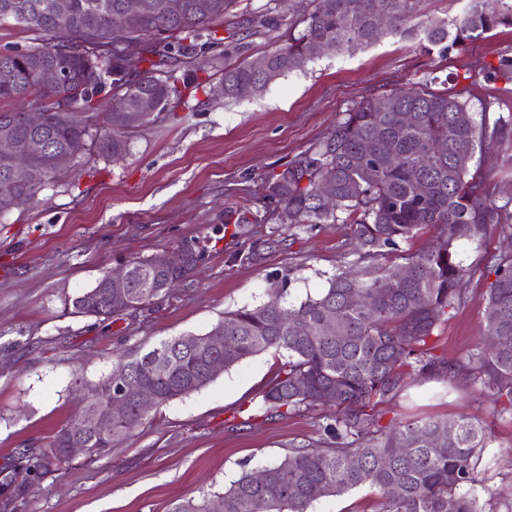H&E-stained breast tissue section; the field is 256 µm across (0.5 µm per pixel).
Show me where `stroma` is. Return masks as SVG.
<instances>
[{
	"mask_svg": "<svg viewBox=\"0 0 512 512\" xmlns=\"http://www.w3.org/2000/svg\"><path fill=\"white\" fill-rule=\"evenodd\" d=\"M311 0H237L225 24H259L242 53L254 61L284 44ZM512 55V28L426 53L417 41L385 36L375 45L328 53L282 76L259 96L227 104L191 91L173 111L128 133L118 161L86 141L36 201L0 216V469L25 448L49 447L71 421L75 379L97 382L117 353L204 334L225 312L252 308L276 291L299 301L354 262L347 224L303 232L253 203L264 173L324 137L343 112L372 93L421 81L434 71L471 102L512 112V83L489 84L481 70ZM196 242V275L134 314L102 322L72 313L71 301L105 272ZM497 226L457 244L464 266L507 253ZM471 280L464 303L433 337L435 355L466 359L485 341L481 299ZM281 364L266 352L221 372L198 392L164 406L114 441L108 457L54 464L18 512H170L174 502L222 493L242 472L282 460L292 447L318 446L324 408L268 417L262 392ZM381 424L464 415L491 439L471 487L482 512H512V413L478 387L442 377H405L395 398L371 405Z\"/></svg>",
	"mask_w": 512,
	"mask_h": 512,
	"instance_id": "obj_1",
	"label": "stroma"
}]
</instances>
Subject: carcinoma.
<instances>
[{
    "instance_id": "1",
    "label": "carcinoma",
    "mask_w": 512,
    "mask_h": 512,
    "mask_svg": "<svg viewBox=\"0 0 512 512\" xmlns=\"http://www.w3.org/2000/svg\"><path fill=\"white\" fill-rule=\"evenodd\" d=\"M55 0H0V28L15 26L47 37V43L22 51L0 52V130L16 136L33 134L27 123L28 103L44 115L45 130L55 150L74 138L97 137L99 150L122 158L127 152L123 133L133 129L124 112L103 113L97 126V97L126 100L131 111L149 102L157 114L168 112L182 89L199 85L191 68L193 53H210L220 78L210 93L231 103L260 95L281 76L302 70L320 53L314 44L332 51L367 46L387 35L407 34L429 52L446 54L457 45L473 43L498 27H512L509 0H466L461 15L414 25L420 0H313V10L288 28L287 42L266 55L267 68L248 62L229 66L224 58L242 49L236 32L224 27V14L235 0H182L177 14L165 0H137L138 14L125 27L110 23L127 0H68L64 18ZM384 16L388 24L376 20ZM91 39L112 52L94 83L85 76L79 54ZM143 45L133 61L121 53L129 43ZM55 62L68 71L65 82L45 87L39 69ZM486 82L512 83V57H502L481 73ZM439 77L404 89L372 94L343 113L320 140L270 172L258 201L276 204V216L313 229L319 224L352 225L351 252L360 267L329 278L316 296L283 305L282 294L254 308L224 313L213 326L223 329L224 369L274 350L285 362L262 392L267 414L284 415L319 406L335 410L323 415L324 435L318 448H295L281 461L260 468L264 480L245 472L218 498L224 512H311L328 497L362 486L379 491L378 512H479L476 497L466 489L489 443L487 428L467 417L450 423L412 420L386 431L366 408L376 399L401 391L409 366L419 376L467 378L512 411V345L491 342L461 364L432 353V338L442 317L464 302L475 275L487 281L482 299L487 338L512 336V255L484 268L465 267L457 260L456 243L483 234L490 224L512 237V198L499 202L495 189L479 171H471L476 153H492L512 139V112L494 110L495 102L479 105L451 89L433 91ZM332 180L336 200L329 208L320 200V185ZM43 184L30 175L0 170V215L36 199ZM424 226L440 229L426 251L405 257L411 278L398 285L391 269L378 259L399 250ZM191 252L187 262L165 276L184 280L199 266ZM98 278L92 291L99 307L88 310L73 299L74 313L106 321L117 315L107 305V289ZM141 309L164 294L157 285L139 280L130 288ZM361 297L356 303L351 296ZM211 354L188 348L172 336L146 352L118 355L109 373L85 386L87 398L102 402L108 381L119 373L138 376L142 398L112 426L90 432L78 420L61 427L50 452L79 436L96 459L108 454L115 438L129 434L170 401L197 392L215 379L209 371ZM455 427L453 439L434 435ZM46 453L25 448L19 465L26 474L43 467ZM211 498L177 503L171 512H210Z\"/></svg>"
}]
</instances>
